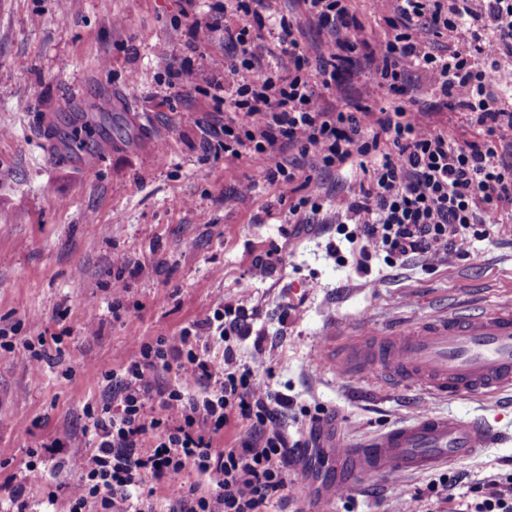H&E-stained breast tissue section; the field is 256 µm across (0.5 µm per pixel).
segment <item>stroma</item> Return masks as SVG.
Here are the masks:
<instances>
[{"label": "stroma", "mask_w": 512, "mask_h": 512, "mask_svg": "<svg viewBox=\"0 0 512 512\" xmlns=\"http://www.w3.org/2000/svg\"><path fill=\"white\" fill-rule=\"evenodd\" d=\"M183 0H0V328L62 337L63 359L33 369L0 355V481L29 448L81 434L103 374L132 341L176 332L217 302L258 308L261 377L285 395L288 434L322 413V451L293 474L277 512H452L477 489L512 480V393L436 398L338 370L337 347L465 302L512 299V226L434 264L358 249L331 220L348 181L328 175L324 223L288 224L289 201L249 153L225 156L206 130L223 122L168 66L216 75L224 41L190 44ZM252 184L247 207L225 194ZM274 253L263 278L255 256ZM125 257L140 272H117ZM125 307L112 312V291ZM291 306L282 317V306ZM484 414L509 438L476 458L421 475L381 474L337 493L336 448L424 413ZM448 477V500L430 487Z\"/></svg>", "instance_id": "stroma-1"}]
</instances>
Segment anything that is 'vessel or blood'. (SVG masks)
<instances>
[{
	"mask_svg": "<svg viewBox=\"0 0 512 512\" xmlns=\"http://www.w3.org/2000/svg\"><path fill=\"white\" fill-rule=\"evenodd\" d=\"M344 370L437 397L512 391V301L463 305L388 334L371 332L337 353ZM486 419L422 414L339 451L345 488L380 473H426L499 443Z\"/></svg>",
	"mask_w": 512,
	"mask_h": 512,
	"instance_id": "vessel-or-blood-1",
	"label": "vessel or blood"
}]
</instances>
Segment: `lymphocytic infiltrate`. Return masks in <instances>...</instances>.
<instances>
[{
	"instance_id": "lymphocytic-infiltrate-1",
	"label": "lymphocytic infiltrate",
	"mask_w": 512,
	"mask_h": 512,
	"mask_svg": "<svg viewBox=\"0 0 512 512\" xmlns=\"http://www.w3.org/2000/svg\"><path fill=\"white\" fill-rule=\"evenodd\" d=\"M326 31L311 47L290 14L278 20L283 69H265L269 48L258 28L268 0H228L225 21L194 22L189 38L204 42L223 32L235 54L223 77L200 78L190 68L170 78L204 84L222 96L235 119L209 129L229 155L248 148L267 180L291 196L289 223H316L323 209L322 175L356 179L337 231L362 257L394 262L411 255L468 253L472 230L490 236L512 223V0H376L387 10L383 38L365 37L351 0H290ZM448 37L444 48L436 38ZM359 71L386 89L380 105L326 106L327 93ZM453 111L478 132L473 140L430 127V112ZM298 149L301 168L284 156ZM253 328L246 310L215 305L175 333L138 341L133 359L105 372L102 398L87 404L92 446L59 467L78 475L69 485L68 512H156V489H166L168 512H268L288 473L310 471L316 437L289 440L282 409L259 365H237L231 339ZM225 344L223 358L210 339ZM176 379L161 382L160 370ZM247 423L237 445L218 448L215 436L232 422ZM197 482H187L189 473Z\"/></svg>"
}]
</instances>
